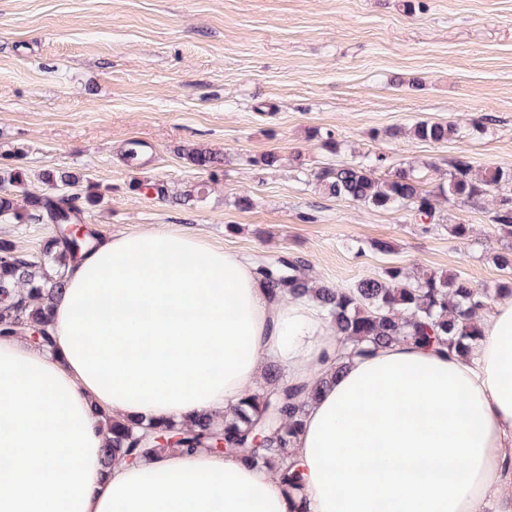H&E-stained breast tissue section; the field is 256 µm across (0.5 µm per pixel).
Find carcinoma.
I'll list each match as a JSON object with an SVG mask.
<instances>
[{"mask_svg": "<svg viewBox=\"0 0 512 512\" xmlns=\"http://www.w3.org/2000/svg\"><path fill=\"white\" fill-rule=\"evenodd\" d=\"M456 133L457 127L445 121H419L411 127L416 139L430 143H444ZM187 157L214 177L224 168V155L207 148H191ZM386 161L383 154H367L358 162L326 167L315 174V185L330 198L376 210L409 208L420 218L430 219L441 199L465 202L512 184V169L488 168L475 175L469 157L460 155L449 163L448 181L431 191L424 188L425 175L411 166H399L384 178L375 177L374 169ZM42 182L45 189L31 191L23 172L6 170L0 175V222L55 226L36 256L23 254L11 240L0 239V339H29L36 331L38 345L51 349L52 303L63 289L66 269L95 245L90 230L77 237L71 226L84 224L85 212L99 203L102 192L89 178L69 171L45 172ZM493 224L512 238V196L499 199ZM496 263L508 278L492 293L446 272L415 275L401 266H389L378 276L363 277L346 286L312 280L305 262L295 257L260 265L256 272L274 296H312L350 357L404 343L468 353L483 337L478 314L491 295L512 296V247L499 252ZM317 394L318 387L290 383L280 367L270 364L263 383L217 418L142 423L107 417L110 438L104 462L111 466L165 453L207 452L222 440L224 453L272 467L292 502L291 512H307L306 498L301 495L303 469L290 448Z\"/></svg>", "mask_w": 512, "mask_h": 512, "instance_id": "1", "label": "carcinoma"}]
</instances>
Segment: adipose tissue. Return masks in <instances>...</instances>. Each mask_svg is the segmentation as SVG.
<instances>
[{
    "instance_id": "adipose-tissue-1",
    "label": "adipose tissue",
    "mask_w": 512,
    "mask_h": 512,
    "mask_svg": "<svg viewBox=\"0 0 512 512\" xmlns=\"http://www.w3.org/2000/svg\"><path fill=\"white\" fill-rule=\"evenodd\" d=\"M52 308L54 349L0 340V512H291L275 474L166 453L105 467L107 416L236 405L278 363L320 385L294 440L309 512H512V297L469 354L398 344L333 368L312 296L186 233L101 241Z\"/></svg>"
}]
</instances>
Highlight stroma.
Returning <instances> with one entry per match:
<instances>
[{
  "label": "stroma",
  "mask_w": 512,
  "mask_h": 512,
  "mask_svg": "<svg viewBox=\"0 0 512 512\" xmlns=\"http://www.w3.org/2000/svg\"><path fill=\"white\" fill-rule=\"evenodd\" d=\"M421 120L458 135L413 139ZM199 145L225 153L218 177L184 157ZM268 151L280 166H253ZM365 153L432 164V186L462 154L512 169V0H0V168L23 169L32 189L47 170L90 178L104 194L85 215L98 238L184 231L257 264L300 257L333 285L399 265L496 288L512 238L491 222L495 198L439 203L426 227L303 179ZM203 184L206 198L185 200ZM457 223L467 238L449 235Z\"/></svg>",
  "instance_id": "obj_1"
}]
</instances>
